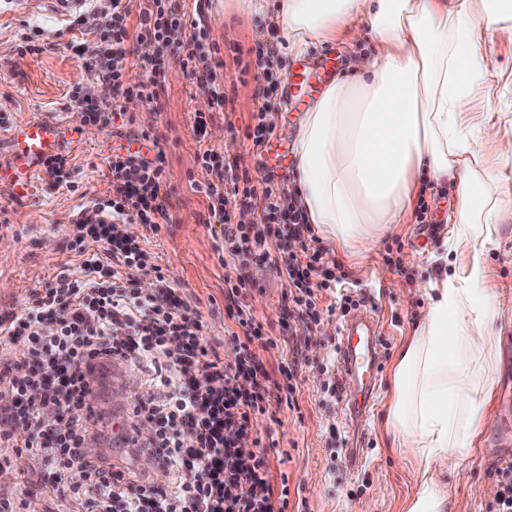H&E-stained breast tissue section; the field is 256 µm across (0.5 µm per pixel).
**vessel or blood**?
I'll list each match as a JSON object with an SVG mask.
<instances>
[{
    "label": "vessel or blood",
    "instance_id": "1",
    "mask_svg": "<svg viewBox=\"0 0 512 512\" xmlns=\"http://www.w3.org/2000/svg\"><path fill=\"white\" fill-rule=\"evenodd\" d=\"M57 4L69 13L84 12L88 0H15L17 9L37 13L49 4ZM318 63L301 61L289 82V93L298 98L316 89ZM73 126L45 118L37 123L21 121L10 130L8 163L0 162V181L13 187V200L31 196L39 166L57 155ZM338 369L350 391L345 400L349 415L370 411L378 395L383 373L376 309L363 303L352 308L340 329Z\"/></svg>",
    "mask_w": 512,
    "mask_h": 512
}]
</instances>
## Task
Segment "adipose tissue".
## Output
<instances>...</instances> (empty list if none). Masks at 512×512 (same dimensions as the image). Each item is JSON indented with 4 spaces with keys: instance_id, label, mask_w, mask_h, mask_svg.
Returning a JSON list of instances; mask_svg holds the SVG:
<instances>
[{
    "instance_id": "obj_1",
    "label": "adipose tissue",
    "mask_w": 512,
    "mask_h": 512,
    "mask_svg": "<svg viewBox=\"0 0 512 512\" xmlns=\"http://www.w3.org/2000/svg\"><path fill=\"white\" fill-rule=\"evenodd\" d=\"M292 53L369 30L359 74L336 79L302 113L284 187L309 223L361 256L409 215L420 179L452 184L429 301L394 372L386 431L416 466L404 512H455L445 475L463 476L490 423L497 386L491 325L503 302L486 285V254L512 226V132L470 111L500 76L487 42L512 44V0H278Z\"/></svg>"
}]
</instances>
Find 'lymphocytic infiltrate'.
Instances as JSON below:
<instances>
[{
  "mask_svg": "<svg viewBox=\"0 0 512 512\" xmlns=\"http://www.w3.org/2000/svg\"><path fill=\"white\" fill-rule=\"evenodd\" d=\"M135 31H128V10L112 0L110 23L94 46L78 45L76 53L112 84L116 105L99 104L90 91H72L79 102L81 122L107 128L115 122L134 124L120 102L135 98L147 107L157 105V74L130 82L132 51L129 40L149 41L158 54L184 51V66L212 108L223 110L228 97L216 83L224 62L208 43L202 14L177 17L166 0H147ZM206 173L195 183L205 195L211 216L224 226L229 257L236 261L226 300L238 330L229 340L236 350L232 364H224L206 336L201 314L182 297L160 265L150 263L146 249L125 227L135 222L159 231L169 213L164 204L168 187L163 152L115 154L109 162L113 198L81 209L73 222L69 252L79 271L61 265L34 288L21 312L0 319V466L25 469L38 462L41 482L60 487L81 512H276L267 446L246 442L252 416L268 411L270 403L296 410L294 385L283 386L263 366L261 349L268 343L242 298L250 286L242 257L266 258L278 250L280 276L294 288V303L303 323L321 313L348 311L352 296L340 294L337 303L319 307L313 286L317 262L324 251H310L305 214L278 194L272 177L259 182L242 177L238 160L214 166L201 157ZM242 189L244 204L258 209L263 225L235 227L226 210V186ZM287 216L288 229L269 234L266 226ZM312 260L302 263V253ZM153 278L143 289L135 271ZM145 368L148 378L132 394V409L122 437L126 447L151 456L156 468L169 473L168 487L116 467L97 452L99 414L87 403L95 392L100 370L112 360ZM152 432L141 437L139 426ZM192 442H185V434ZM80 481H73V474ZM249 482L250 492L238 491Z\"/></svg>",
  "mask_w": 512,
  "mask_h": 512,
  "instance_id": "obj_1",
  "label": "lymphocytic infiltrate"
}]
</instances>
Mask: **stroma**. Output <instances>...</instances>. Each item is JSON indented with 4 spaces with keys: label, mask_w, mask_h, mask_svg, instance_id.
<instances>
[{
    "label": "stroma",
    "mask_w": 512,
    "mask_h": 512,
    "mask_svg": "<svg viewBox=\"0 0 512 512\" xmlns=\"http://www.w3.org/2000/svg\"><path fill=\"white\" fill-rule=\"evenodd\" d=\"M168 3L177 13L188 16L195 8H202L209 40L218 46L224 62V87L231 101L224 111H212L208 95L180 68L182 56L178 53L167 54L161 61L158 111L148 110L133 99L123 101L127 112L154 128L170 177L169 223L154 236L148 235L141 224L128 225L126 231L148 236L157 263L174 286L195 303L211 334L220 336L236 327L225 309L228 270L221 260L224 230L220 224H207V199L194 191L193 184L204 177L201 156L206 152L219 163L235 157L252 179L263 178L266 157L247 137L249 128L255 125L252 114L259 107H266L274 117L272 142L292 147L300 114L286 93L297 58L289 54L286 41L277 38L273 41V57L268 63H260L258 54L264 45L253 39L252 31L273 26L272 14L228 11L222 0ZM111 15L112 0H94L80 21L46 12L22 13L8 0H0V134L19 121L37 122L45 117L80 124L76 109L69 105V94L78 86L111 103V95L104 92L105 81L73 49L77 42L93 40ZM353 37L351 29H343L335 41L310 47L304 56L313 62L330 54L338 56L336 78L351 76L348 62L341 56ZM26 39L41 45V53L25 52L22 42ZM357 40L362 52L372 50L370 33H363ZM487 49L504 77L495 84L489 102H476L475 107L512 114V44L496 42L488 44ZM267 79L277 83L278 89L276 96L265 103L257 91ZM198 112L210 115L201 137L193 130ZM81 126L79 139L63 150L72 169V187L53 186L41 174L27 200L16 202L10 192L0 193L1 316L20 311L30 291L67 261L74 215L92 202L113 195L108 162L125 130ZM425 198L429 204L426 221L409 214L405 224L384 236L361 258H349L328 240L320 242L336 259L335 274L354 298L373 299L379 311L384 370L366 422L364 461L356 471L346 466L352 431L344 418L343 403L321 391V367L338 361L341 314L322 317L311 330H303L293 302L295 291L279 275L274 260H255L247 267L254 286L244 301L275 341L274 347L262 351L263 363L273 378H280L281 367L289 365L296 374L298 411L270 405L268 413L252 418L249 434L250 439L275 445L288 455L283 466L291 488L287 512H403L407 495L415 489L413 469L392 451L384 419L393 392L397 357L427 304L426 296L416 293L415 288L438 271L430 256L440 246L447 228L445 218L455 201L451 188L432 183L425 186ZM486 261L490 287L505 298L495 323L500 338L498 396L492 401L493 420L465 463L466 479L448 481L456 512H485L498 490L496 467L512 460V416L503 411L499 399L506 389H512V226ZM0 488L24 494L23 512H43L45 501L58 494L53 484H37L34 474L15 471L0 481ZM300 500L305 503L301 509L296 506Z\"/></svg>",
    "instance_id": "stroma-1"
}]
</instances>
